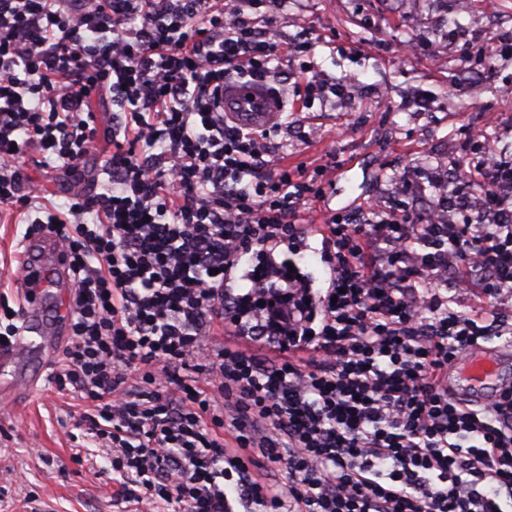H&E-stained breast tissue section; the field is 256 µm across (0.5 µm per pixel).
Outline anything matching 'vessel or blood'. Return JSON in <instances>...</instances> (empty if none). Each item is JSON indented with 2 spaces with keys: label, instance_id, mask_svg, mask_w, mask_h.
<instances>
[{
  "label": "vessel or blood",
  "instance_id": "b4317fda",
  "mask_svg": "<svg viewBox=\"0 0 512 512\" xmlns=\"http://www.w3.org/2000/svg\"><path fill=\"white\" fill-rule=\"evenodd\" d=\"M218 106L235 120L260 126L283 111L282 98L258 81L225 83ZM24 272L20 279L21 331L0 346V399L13 400L34 383L17 377L22 356L37 355L49 366L69 341V312L74 293L69 262L54 232L44 230L21 245ZM456 388L469 398L485 401L505 376L498 351H472L452 365Z\"/></svg>",
  "mask_w": 512,
  "mask_h": 512
}]
</instances>
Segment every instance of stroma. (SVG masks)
Returning <instances> with one entry per match:
<instances>
[{
    "instance_id": "35a3bbf8",
    "label": "stroma",
    "mask_w": 512,
    "mask_h": 512,
    "mask_svg": "<svg viewBox=\"0 0 512 512\" xmlns=\"http://www.w3.org/2000/svg\"><path fill=\"white\" fill-rule=\"evenodd\" d=\"M470 2L471 11L449 12L437 31L447 41L441 67L426 46L435 32L436 0H420L415 23L399 12L396 0H289L276 15L278 40L303 47L279 65L285 109L272 119L279 153L292 168H326L333 181L329 205L337 212L402 204L423 211L426 195L385 199L381 193L414 169L445 168L461 155L479 156L489 144L512 147V96L500 93L512 85V59L500 54L512 45V0ZM305 61L328 80L347 78V95L301 109L293 75ZM490 111L506 115L499 131L481 129L480 118ZM342 124L353 126V133L337 137ZM24 167L60 211L72 194L97 190L88 167L48 170L33 152ZM29 230L0 223V299L13 307L19 292L9 272ZM82 408L45 382L18 407L0 409V468L12 472L0 483V512H20L32 492L38 495L34 512H119L101 449L84 448L83 463L71 459L70 435Z\"/></svg>"
}]
</instances>
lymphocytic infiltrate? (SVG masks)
I'll use <instances>...</instances> for the list:
<instances>
[{"instance_id":"f902f5d3","label":"lymphocytic infiltrate","mask_w":512,"mask_h":512,"mask_svg":"<svg viewBox=\"0 0 512 512\" xmlns=\"http://www.w3.org/2000/svg\"><path fill=\"white\" fill-rule=\"evenodd\" d=\"M287 0H0V213L69 253L70 341L50 381L88 403L123 512H507L512 382L475 405L448 367L512 335V158L487 150L454 218L328 214L271 127L228 124L229 74L275 82L283 47L248 9ZM110 95L112 148L90 106ZM108 181L43 208L22 158ZM319 236L321 275L296 274ZM482 289L462 314L448 292ZM223 335H216V328ZM287 475L266 480L256 458Z\"/></svg>"}]
</instances>
